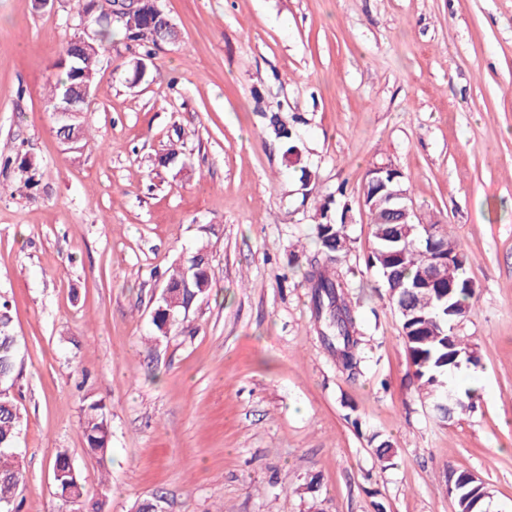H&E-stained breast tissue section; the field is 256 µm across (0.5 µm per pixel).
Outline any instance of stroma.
Listing matches in <instances>:
<instances>
[{"label": "stroma", "instance_id": "obj_1", "mask_svg": "<svg viewBox=\"0 0 512 512\" xmlns=\"http://www.w3.org/2000/svg\"><path fill=\"white\" fill-rule=\"evenodd\" d=\"M160 5L179 41L135 86L139 46L105 51L88 144L73 151L47 98L78 4L0 0V297L24 348L19 512H133L154 495L165 512H456L452 470L488 484L489 512H512V0ZM273 115L295 129V153L268 132ZM173 148L186 171L158 165ZM377 163L475 258L462 330L484 385L451 422L419 391L365 264L361 192ZM341 184L365 358L355 376L323 342L303 279L316 206ZM200 249L209 295L159 335L162 274ZM92 400L110 427L103 464L82 433ZM60 451L82 502L55 493Z\"/></svg>", "mask_w": 512, "mask_h": 512}]
</instances>
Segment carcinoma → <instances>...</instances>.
<instances>
[{
	"mask_svg": "<svg viewBox=\"0 0 512 512\" xmlns=\"http://www.w3.org/2000/svg\"><path fill=\"white\" fill-rule=\"evenodd\" d=\"M97 50H81L68 42L57 68L59 73L49 82V102L56 109L65 90L85 76L96 71L100 54L106 46L114 43L118 36L133 40L144 48L145 56L157 47L161 37L177 38V33L164 28L161 20L146 14L132 33L126 23L110 18L99 22ZM385 188L370 199L374 207L367 208L373 248L367 257V266L378 273L386 288H391L386 274L402 288L389 295L398 312L402 338L414 376L419 382L429 403L435 406L436 417L448 421L444 405L453 407L452 418H458L474 408L477 392L469 389L459 392L449 387L448 379L464 365H479L476 350L460 330H451L450 325L466 318L475 295L473 282L467 276L470 257L460 243L448 231L447 225L438 221L437 240L442 251L431 248L425 234H414L407 238L394 237L395 225L385 211L388 203L383 196L390 191L406 189L404 176L396 170L381 174ZM326 204L319 206L321 222L316 224L318 252L326 264L314 267L305 273V280L313 289L316 321L322 325L320 335L336 354L351 375L361 372L362 356L357 338V316L347 304L344 289L349 287L346 279L327 273V264L339 262L347 250L346 225L334 223L328 215ZM440 257L448 264V276L431 287L421 285L423 274L434 258ZM188 280L190 288L181 287ZM453 290H448V282ZM165 284L169 285L170 301H158L153 322L157 330L165 334L176 325L186 307L208 296L211 284L208 262L204 251L191 255L167 271ZM24 353L15 335L13 316L9 301L0 299V382L3 387L15 385L18 369ZM83 437L89 451L99 464H104L111 453L110 430L103 406L92 401L84 409ZM23 421V413L14 393L0 396V512H17L15 490L23 480V469L15 452L17 435ZM53 484L56 493L64 500L76 502L84 496V486L78 471L64 452L56 454L52 462ZM448 495L457 503L458 512H484L490 500L488 485L476 482L466 471L448 473Z\"/></svg>",
	"mask_w": 512,
	"mask_h": 512,
	"instance_id": "1",
	"label": "carcinoma"
}]
</instances>
